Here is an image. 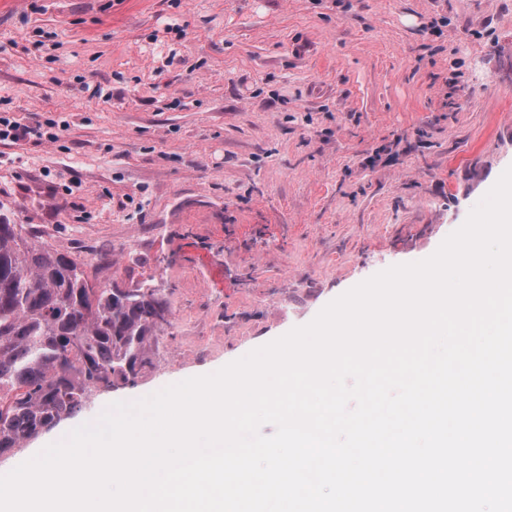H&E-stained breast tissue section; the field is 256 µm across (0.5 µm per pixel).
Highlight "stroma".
<instances>
[{"label":"stroma","mask_w":512,"mask_h":512,"mask_svg":"<svg viewBox=\"0 0 512 512\" xmlns=\"http://www.w3.org/2000/svg\"><path fill=\"white\" fill-rule=\"evenodd\" d=\"M0 216L153 279L172 309L136 384L213 372L431 256L512 166V0H0ZM33 132H36V135L42 137L46 135L49 140H57L59 137L57 132H39L35 130H31L27 126L20 124L16 120H12L7 116L0 115V142L10 141L16 142L21 139L27 138Z\"/></svg>","instance_id":"stroma-1"}]
</instances>
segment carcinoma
<instances>
[{
	"label": "carcinoma",
	"mask_w": 512,
	"mask_h": 512,
	"mask_svg": "<svg viewBox=\"0 0 512 512\" xmlns=\"http://www.w3.org/2000/svg\"><path fill=\"white\" fill-rule=\"evenodd\" d=\"M84 266L0 218V453L154 366L167 298L151 279L92 288Z\"/></svg>",
	"instance_id": "carcinoma-1"
}]
</instances>
